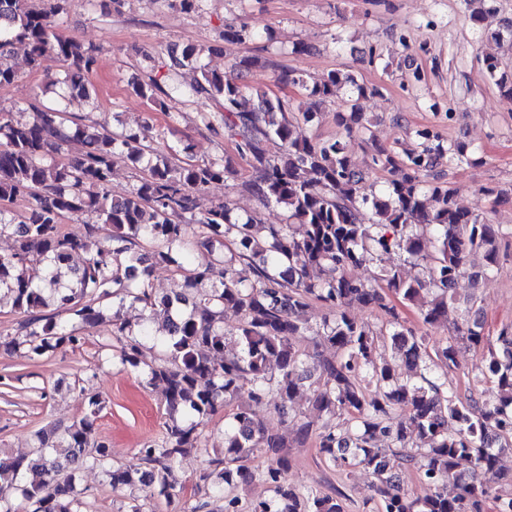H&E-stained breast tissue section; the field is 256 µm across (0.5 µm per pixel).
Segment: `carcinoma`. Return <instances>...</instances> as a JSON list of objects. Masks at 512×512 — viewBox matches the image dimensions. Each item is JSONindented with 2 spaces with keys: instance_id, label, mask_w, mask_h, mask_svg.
Returning a JSON list of instances; mask_svg holds the SVG:
<instances>
[{
  "instance_id": "carcinoma-1",
  "label": "carcinoma",
  "mask_w": 512,
  "mask_h": 512,
  "mask_svg": "<svg viewBox=\"0 0 512 512\" xmlns=\"http://www.w3.org/2000/svg\"><path fill=\"white\" fill-rule=\"evenodd\" d=\"M67 0L41 7L36 0H0V85L14 82L13 49L26 47L31 69L40 70L49 58L67 64L62 84L72 97H85V76L96 64V48L52 32L50 16L63 11ZM203 49L193 44L169 57V71L193 67L199 77L185 87L192 97L203 95L214 105L213 117L235 141L255 173L247 188L266 204L288 213L286 224H262L253 215H240L230 201L201 208L199 197L214 182L231 173L227 165L185 162L169 151L145 158L134 146L135 135L66 124L60 106L34 108L29 122L0 113V201L29 199L27 211L16 218L0 211V233L14 236L11 253L0 254V293L12 307L28 316L23 326L26 353L42 356L62 346H78L84 337L69 323L43 309L53 302L93 326L103 319V306L112 311V335L124 337V364L144 367L146 383L166 391L168 421L162 437L140 450V467L107 464L108 446L91 441L94 419L101 410L98 396L85 397L86 413L66 427V454L52 458L58 429L37 435L38 453L30 458L0 457V502L21 492L30 512H78L72 477L67 472L87 457L104 467L112 490L134 482L151 496L171 500L178 484L177 459L201 445L199 421L179 415L207 417L231 401L247 402L228 414L224 428V457L200 480L222 492L259 477L274 489V497L242 508L238 497L224 496V512H344L340 496L320 495L288 482L286 442L268 430L255 408L276 401L280 413L304 374L317 375L311 403L324 417L321 424L299 425L302 440L314 439L321 454L339 468L363 466L377 479L375 492L382 512H485L493 501L496 512H512V473L499 466L500 455L512 451V323L495 339L483 335V320L472 296L466 314L455 323L452 341L434 349L441 364H456L457 349L487 346L480 374L498 389L492 401L461 398L448 381L425 375L430 357L424 337L401 323L396 308L385 304V291L419 310L422 323L440 324L454 304L456 281L466 276L479 285L507 256L512 230L492 224L480 214L460 208L448 185L421 180L422 172L446 156L450 164L472 162L465 145L441 142L433 131L417 129L412 143L395 152L374 148L366 167L354 165L338 140L307 141L294 135L298 120L314 121V107L336 96L350 83L357 96L377 92L339 70H332L311 87L288 72L283 79L308 91L313 107L295 114L289 105L257 92L248 101L250 86L244 71L254 61L244 59L234 72L199 65ZM484 68L502 96L512 101V76L488 54ZM135 94L157 102L156 81L132 83ZM348 135L363 134L367 119L351 103L337 113ZM277 139L284 153L270 158L265 143ZM71 141L84 150L77 159L55 160ZM146 160L139 185L131 194L114 198L109 182L114 161ZM391 175L380 193L367 184L373 170ZM93 215L80 235L67 232V216ZM196 246L228 248L203 268L192 265ZM399 250L426 276L406 278L398 268H380L367 281L350 271L380 252ZM87 254L76 269L67 266L72 253ZM480 251L483 262L470 254ZM50 261L32 267L30 257ZM260 257L254 280L239 275L236 263ZM156 264L172 266L185 279V292L155 296L146 280ZM317 300L329 316L315 330L322 350L313 367L298 341L307 329L302 314ZM148 311L146 323L134 330L123 320L126 304ZM388 312L391 345L403 353L413 374L403 377L375 360L378 335L349 312L355 304ZM241 317L232 331L224 329V310ZM158 334L163 350L157 362L143 361L140 336ZM237 338L238 350L226 351V336ZM374 384L365 392L363 378ZM276 456L275 466L254 475L243 462L256 452ZM466 460L470 471H456ZM412 465L423 475L426 493L412 498L394 472L395 463Z\"/></svg>"
}]
</instances>
